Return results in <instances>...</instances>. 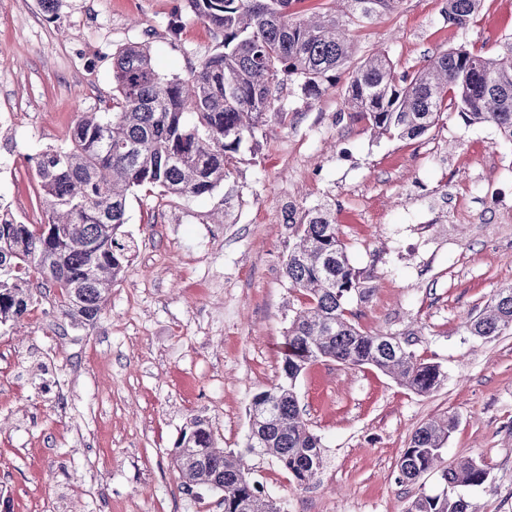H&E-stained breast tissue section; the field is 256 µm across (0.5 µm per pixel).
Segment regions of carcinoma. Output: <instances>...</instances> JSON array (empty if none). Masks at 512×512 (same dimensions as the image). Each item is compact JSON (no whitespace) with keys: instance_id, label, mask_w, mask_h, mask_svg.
<instances>
[{"instance_id":"obj_1","label":"carcinoma","mask_w":512,"mask_h":512,"mask_svg":"<svg viewBox=\"0 0 512 512\" xmlns=\"http://www.w3.org/2000/svg\"><path fill=\"white\" fill-rule=\"evenodd\" d=\"M302 0H185V8L207 24L215 48L184 75L166 77L146 41L131 42L115 55L112 105L81 116L70 144L33 157L48 223L39 230L0 209V325L22 318L32 299L31 275L49 274L60 289L61 307L78 325L97 318L109 286L128 266L124 238L130 193L202 196L232 177L237 154L263 134L268 115L281 107L285 82L314 98L348 70L349 28H363L394 10L399 0H341L344 10L303 17ZM445 21L468 28L481 0H447ZM453 96L470 123L490 122L512 142V38L496 59L460 46L431 59L398 82L385 52L351 70L346 101L381 136L415 139L439 120ZM295 238L283 260L288 285L307 307L290 320L280 380L254 395L249 453L268 455L300 486L320 468V438L301 416L295 392L301 373L320 359L371 365L418 394L437 388L445 373L418 358L396 337L359 330L348 317L352 294L366 297L350 266L330 208L288 210ZM466 328L485 339L512 330V286L469 318ZM455 426L431 420L411 436L398 462V482L413 483L438 468ZM203 451L200 464L220 480L224 512H280L241 466V456L215 449L207 421L195 417L182 434ZM485 466L473 459L441 471L443 491L422 494L408 512H475L460 492L483 485Z\"/></svg>"}]
</instances>
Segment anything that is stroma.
Segmentation results:
<instances>
[{
    "label": "stroma",
    "instance_id": "stroma-1",
    "mask_svg": "<svg viewBox=\"0 0 512 512\" xmlns=\"http://www.w3.org/2000/svg\"><path fill=\"white\" fill-rule=\"evenodd\" d=\"M446 0H400L354 30L352 65L387 52L397 76L458 46L494 57L512 37V0H484L467 31ZM182 14L178 38L166 29ZM151 31L161 74L211 52L184 0H0V205L48 221L29 158L67 146L85 112L112 101L113 56ZM345 81L310 98L293 84L256 147H242L225 190L127 199L128 268L94 324L62 313L53 283L24 318L0 326V512H224L222 494L184 491L173 449L192 418L216 445L243 451L255 394L277 383L284 334L304 304L282 272L289 208L330 204L350 265L369 294L347 303L363 331L407 340L446 379L417 394L370 366L314 362L297 382L323 466L298 486L277 463L245 466L283 512H407L442 490L438 473L396 480L417 428L451 416L443 466L481 462L465 489L475 512H512V332L469 334L465 320L512 286V145L449 102L415 139L377 136L349 112Z\"/></svg>",
    "mask_w": 512,
    "mask_h": 512
}]
</instances>
